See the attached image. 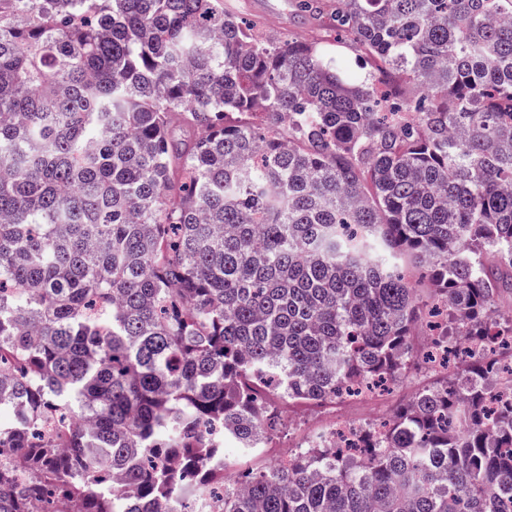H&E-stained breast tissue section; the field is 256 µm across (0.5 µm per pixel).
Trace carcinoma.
I'll use <instances>...</instances> for the list:
<instances>
[{"mask_svg": "<svg viewBox=\"0 0 512 512\" xmlns=\"http://www.w3.org/2000/svg\"><path fill=\"white\" fill-rule=\"evenodd\" d=\"M298 7L357 81L224 0H0V512H186L424 316L512 344V0ZM459 360L220 512H512V361Z\"/></svg>", "mask_w": 512, "mask_h": 512, "instance_id": "obj_1", "label": "carcinoma"}]
</instances>
